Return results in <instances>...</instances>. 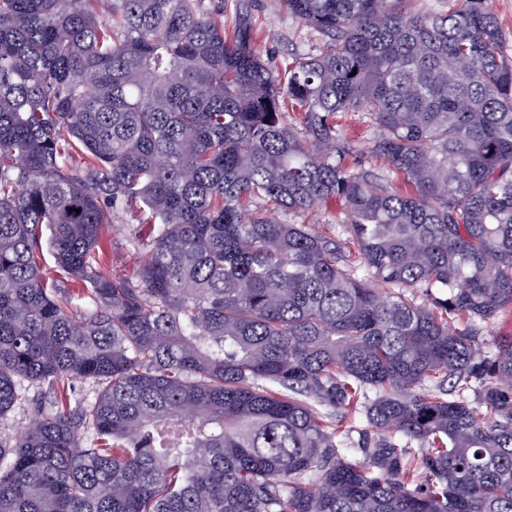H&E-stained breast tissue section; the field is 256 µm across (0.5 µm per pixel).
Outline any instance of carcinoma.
I'll return each mask as SVG.
<instances>
[{
	"label": "carcinoma",
	"instance_id": "obj_1",
	"mask_svg": "<svg viewBox=\"0 0 512 512\" xmlns=\"http://www.w3.org/2000/svg\"><path fill=\"white\" fill-rule=\"evenodd\" d=\"M410 3L285 0L280 74L250 0H0V512H512V59ZM252 17L258 47L272 69L281 71L295 55L317 52L318 36L288 15L280 0H254ZM338 121L342 125V129L347 132L349 138L355 141L356 149L363 152L364 156H369L367 151L369 150L370 139L373 133L371 124L363 123L357 112L345 113L342 119H338ZM281 219L294 222L295 224H345L346 212L338 199L329 200L316 212L307 217L281 215ZM99 249L106 259L105 268L111 273H129L143 258L126 243L125 231L120 222L103 235ZM482 336L481 350L489 351L494 349V344L499 336L512 335V310L506 311L493 325L491 332Z\"/></svg>",
	"mask_w": 512,
	"mask_h": 512
}]
</instances>
